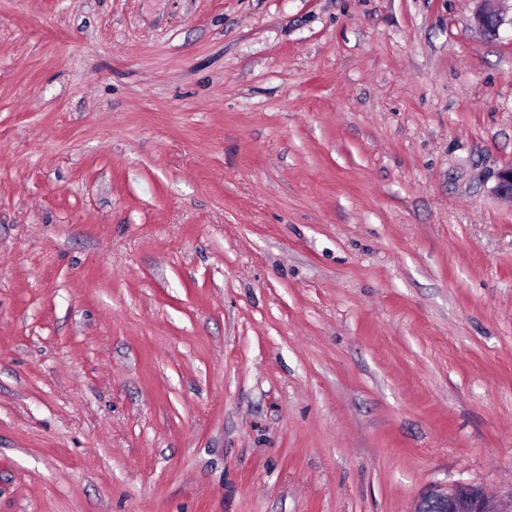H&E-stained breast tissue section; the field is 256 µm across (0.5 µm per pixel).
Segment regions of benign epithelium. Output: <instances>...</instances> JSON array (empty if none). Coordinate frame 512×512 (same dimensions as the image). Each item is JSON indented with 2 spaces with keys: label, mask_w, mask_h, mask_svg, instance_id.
<instances>
[{
  "label": "benign epithelium",
  "mask_w": 512,
  "mask_h": 512,
  "mask_svg": "<svg viewBox=\"0 0 512 512\" xmlns=\"http://www.w3.org/2000/svg\"><path fill=\"white\" fill-rule=\"evenodd\" d=\"M478 7L474 19L486 35H496L503 18L495 9L494 0H476ZM512 512V495L494 500L485 489L467 482L449 486H436L425 491L418 499L414 512Z\"/></svg>",
  "instance_id": "1"
}]
</instances>
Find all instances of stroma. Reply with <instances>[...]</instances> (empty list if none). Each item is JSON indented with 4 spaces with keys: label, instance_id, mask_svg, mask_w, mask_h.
Returning <instances> with one entry per match:
<instances>
[{
    "label": "stroma",
    "instance_id": "stroma-1",
    "mask_svg": "<svg viewBox=\"0 0 512 512\" xmlns=\"http://www.w3.org/2000/svg\"><path fill=\"white\" fill-rule=\"evenodd\" d=\"M0 0V512L512 494V0ZM478 7L474 19L477 27L485 34L497 35L504 19L495 9L494 0H476Z\"/></svg>",
    "mask_w": 512,
    "mask_h": 512
}]
</instances>
